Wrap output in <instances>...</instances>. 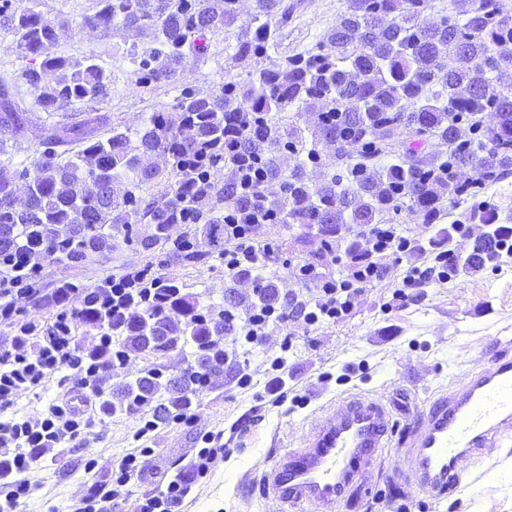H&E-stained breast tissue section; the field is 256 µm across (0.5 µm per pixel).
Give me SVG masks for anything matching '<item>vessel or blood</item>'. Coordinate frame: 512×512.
Returning a JSON list of instances; mask_svg holds the SVG:
<instances>
[{
  "label": "vessel or blood",
  "mask_w": 512,
  "mask_h": 512,
  "mask_svg": "<svg viewBox=\"0 0 512 512\" xmlns=\"http://www.w3.org/2000/svg\"><path fill=\"white\" fill-rule=\"evenodd\" d=\"M384 408L353 399L337 404L302 452L281 458L266 474L273 492L292 507L325 512L354 478L355 461H372L388 440ZM512 444V358L494 359L452 398L435 401L412 442L413 476L429 492L444 495L458 480L466 456Z\"/></svg>",
  "instance_id": "1"
}]
</instances>
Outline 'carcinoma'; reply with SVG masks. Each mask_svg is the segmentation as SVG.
<instances>
[{
  "instance_id": "obj_1",
  "label": "carcinoma",
  "mask_w": 512,
  "mask_h": 512,
  "mask_svg": "<svg viewBox=\"0 0 512 512\" xmlns=\"http://www.w3.org/2000/svg\"><path fill=\"white\" fill-rule=\"evenodd\" d=\"M0 6V25L12 30L15 50L41 58L20 78L38 91L36 103L47 114L62 112L49 124L12 97L0 79V146L40 130L45 150L18 172L0 167V256L13 257L37 246L43 260L80 267L112 252L114 234L129 238L133 225L146 222L150 233L136 237L145 252L158 246L187 263L224 252L228 229L224 213L241 224L264 215L272 224L314 229L327 249L343 239L342 226L387 224L406 212L423 224H437L445 202L474 187L493 185L512 174V3L509 0H448V13L433 21L432 0H348L347 12L327 33L318 53L274 55L272 47L292 12L283 0H255L256 11L242 16L239 0H98L100 8L78 23V33L112 25L152 35V45L133 54L147 82L178 87L187 59L209 51L207 35L238 26L234 57L252 71L243 84L227 83L217 94L182 91L172 111L157 112L134 134L112 130L104 114L84 113L88 101L105 100L112 77L91 58L58 56L53 48L63 21L47 18L39 0ZM305 115L304 125L278 115ZM493 115L490 124L484 114ZM441 151H427L429 139ZM79 145L72 153L68 147ZM62 146L64 150L56 151ZM291 148L306 156L287 178L277 154ZM334 150L330 172L322 161ZM160 153L169 166L147 168L143 159ZM253 157L266 180L250 191L235 177L220 182L215 173ZM471 163L475 177L462 178ZM311 163L306 171L305 163ZM28 183L27 203L12 195L17 179ZM166 182L163 193L146 192ZM463 223L481 227L472 251L453 257L464 273L476 274L498 261L499 248L512 239V216L478 205ZM177 224H198L192 238H172ZM253 280V300L274 304L281 298L275 280L245 263L231 276L225 301L239 304L235 284ZM151 298L114 311L86 305L80 321L122 337L125 352L155 353L194 348L199 368L224 373L213 347L233 330L219 318L198 316L199 301L158 275L144 284ZM194 367L161 382L149 369L125 383L112 412L148 407L165 423L192 405Z\"/></svg>"
}]
</instances>
